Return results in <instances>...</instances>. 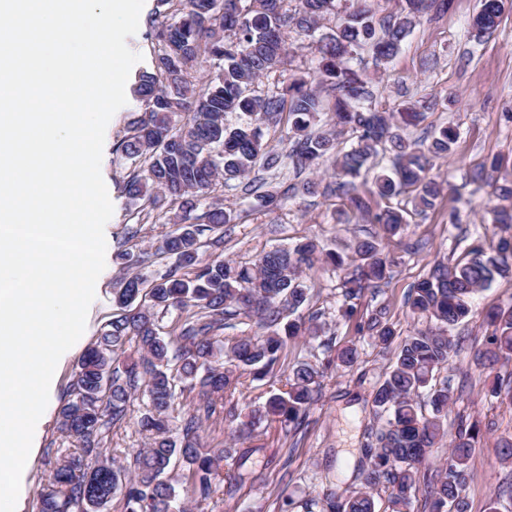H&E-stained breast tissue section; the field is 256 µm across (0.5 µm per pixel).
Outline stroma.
Returning <instances> with one entry per match:
<instances>
[{
  "mask_svg": "<svg viewBox=\"0 0 512 512\" xmlns=\"http://www.w3.org/2000/svg\"><path fill=\"white\" fill-rule=\"evenodd\" d=\"M480 7L479 0H451L447 11H430L408 36L400 52L388 64L375 66L371 57L362 61L372 80L377 103L390 106L406 100L417 104L424 121L408 128L411 138L442 126H454L459 138L452 159L436 161L431 174L444 184L433 210L410 209L407 196L390 200L372 198L371 207L405 209L406 224L393 235L380 225L353 217L347 201L333 193H318L288 199L277 210L251 209L239 193L217 187L216 196L236 210L237 223L218 231L201 225L203 252H211L216 238L224 240L226 257L252 263L275 245L315 240L327 250H344L355 238L377 236L391 265L378 287L356 302L352 321H338L343 303V271L315 266L309 271L310 300L301 316L318 314L328 326L323 341L289 340L280 366L324 359L327 348L353 341L359 358L350 368H334L321 381L320 393L301 424L275 423L257 428L238 446L241 467L238 482L222 484L208 505L192 512H307V506L324 489L343 497L361 485L366 462L364 448L377 421L372 397L392 353L371 346L357 331L359 324L375 313H384L404 338L426 321L412 317L405 296L437 263L455 264L476 240H491L499 229L490 211L497 198L479 178L481 169L501 159L499 179H512V4L506 5L496 30L475 38L469 21ZM141 102L128 99L110 120L105 134L101 173L114 212L105 227L106 266L96 283L81 338L61 357L53 376L49 402L33 439L34 460L21 479L16 512H32L33 498L49 475L48 456L59 448L72 447L71 439L57 430V415L68 398L75 365L82 351L94 341L114 311L112 290L121 276L116 260L119 251L154 243L170 226L165 221L139 224L138 205L126 196L123 185L129 165L117 161L113 148L139 112ZM460 210L462 222L451 225L448 214ZM139 227L138 237L128 238L130 227ZM512 307V278L497 279L490 288L476 293L471 311L454 331L458 347L451 354L440 379L446 380L457 402L448 414L449 426L459 419L480 421L483 436L469 463L465 489L469 512H487L491 497H499V512H512V464L502 463L498 450L512 441V401L493 397V380L512 381V359L483 368L475 349L491 332L486 314L493 308ZM279 386L278 378L249 383L242 392L225 397L222 408L203 424V440L212 448L224 446L236 415L248 406L265 401Z\"/></svg>",
  "mask_w": 512,
  "mask_h": 512,
  "instance_id": "1",
  "label": "stroma"
}]
</instances>
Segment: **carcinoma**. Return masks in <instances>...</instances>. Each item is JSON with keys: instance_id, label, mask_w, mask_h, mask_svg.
<instances>
[{"instance_id": "1", "label": "carcinoma", "mask_w": 512, "mask_h": 512, "mask_svg": "<svg viewBox=\"0 0 512 512\" xmlns=\"http://www.w3.org/2000/svg\"><path fill=\"white\" fill-rule=\"evenodd\" d=\"M157 0L150 19L154 46L151 68L140 71L131 92L144 111L117 141L115 152L131 162L125 191L141 204L143 218L155 210L172 213L167 232L150 250L119 254L122 268L142 267L157 257L173 260L165 274L147 280L120 278L116 312L80 356L68 400L58 412V429L76 441L55 458L47 483L34 498V512H103L115 498L124 512H186L185 497L209 500L217 485L238 478L224 468L229 448L201 443L202 420L217 412L224 394L241 385L242 372L262 381L280 363L288 340H315L324 331L319 318H291L309 300L305 270L319 260L312 241L275 246L253 265L239 264L214 250L200 253L194 220L222 228L237 213L218 201L201 216L195 212L215 186L241 193L255 208L277 205L264 190L262 172L290 165L296 175L310 174L288 187L292 195L314 194L311 174L321 163L334 164L336 191L350 198L363 220L397 233L405 218L389 207L371 213L358 194V179H371L373 193L390 199L411 195L414 207L435 205L443 184L430 176L434 161L454 152L456 128L444 126L429 143L407 137L421 113L404 104L381 109L372 101L367 77L348 66L360 50L385 64L393 60L417 18L434 0H405L401 12L378 16L376 0H352L349 10L317 41L316 83L287 76L291 62L288 31L313 33L335 10V0ZM505 0H481L470 27L481 37L493 32ZM271 88L260 93L264 81ZM245 119L231 125L229 113ZM288 115L278 150L263 142V128ZM345 132L350 148H340ZM393 152L392 168L377 169L379 151ZM504 204L493 208L492 223L512 226V184L494 188ZM348 254L329 252L324 261L345 269L349 319L354 301L375 287L388 269L376 239H353ZM512 276V237L489 245L478 242L457 263L437 264L408 295L413 316L433 325L405 337L376 387L372 409L382 421L375 442L365 448L359 489L344 498L323 493L325 512H376L374 492L387 493L383 512H413L425 499L428 512H468L463 495L468 461L480 438L476 423L460 420L448 431L454 395L437 375L456 346L452 331L470 312L472 296L498 278ZM173 316L163 331L157 313ZM242 316L262 330L253 336L219 334L228 316ZM493 331L476 359H512V307L490 314ZM372 344L389 347L393 328L379 314L361 328ZM355 344L336 349L321 363L297 362L281 388L264 404L250 408L231 429V441L244 443L266 422L297 423L306 416L324 375L351 367ZM149 409L137 421L146 446L126 462L103 447L113 425L126 419L137 394ZM195 399L192 413L175 426L170 410L179 397ZM448 442V457L436 463L433 449ZM435 468L433 478L426 471Z\"/></svg>"}]
</instances>
